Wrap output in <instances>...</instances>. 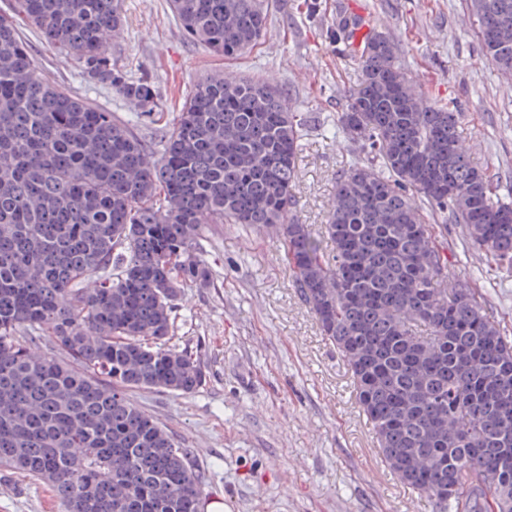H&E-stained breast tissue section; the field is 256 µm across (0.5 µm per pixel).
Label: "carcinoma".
<instances>
[{
  "label": "carcinoma",
  "mask_w": 512,
  "mask_h": 512,
  "mask_svg": "<svg viewBox=\"0 0 512 512\" xmlns=\"http://www.w3.org/2000/svg\"><path fill=\"white\" fill-rule=\"evenodd\" d=\"M486 60L512 72V0H467ZM184 35L233 58L265 0H170ZM86 76L164 123L128 121L41 77L0 15V468L49 485L65 512H199L205 473L131 399L195 392L168 344L184 289L208 288V224L274 229L303 302L336 347L388 469L438 512H512V341L448 270V225L512 263V204L473 166L458 115L428 102L394 43L336 17L359 78L336 127L359 156L322 234L292 188L308 117L269 77L197 82L181 110L112 65L120 0H14ZM51 336L65 362L31 345Z\"/></svg>",
  "instance_id": "carcinoma-1"
}]
</instances>
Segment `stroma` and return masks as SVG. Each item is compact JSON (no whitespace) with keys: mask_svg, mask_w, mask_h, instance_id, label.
Instances as JSON below:
<instances>
[{"mask_svg":"<svg viewBox=\"0 0 512 512\" xmlns=\"http://www.w3.org/2000/svg\"><path fill=\"white\" fill-rule=\"evenodd\" d=\"M348 0H269L258 43L235 60L186 39L169 0H124V26L109 52L117 67L154 82L162 108L176 112L193 85L223 70L268 76L308 115L294 188L298 214L320 233L336 176L356 156L329 136L357 72L332 29ZM395 43L400 63L429 101L452 103L472 163L512 196V77L485 59L464 0H355ZM20 36L49 82L132 121L148 140L161 125L143 121L135 101L91 82L78 60L47 45L26 22ZM213 284L188 288L174 344L193 346L205 373L194 393L134 392V402L186 448L206 474L202 500L224 512H435L425 495L387 468L360 412L346 366L293 286L279 239L242 224L206 231ZM448 258L476 278L486 311L512 337V265L498 264L448 227ZM0 512H64L51 489L0 470Z\"/></svg>","mask_w":512,"mask_h":512,"instance_id":"stroma-1","label":"stroma"}]
</instances>
